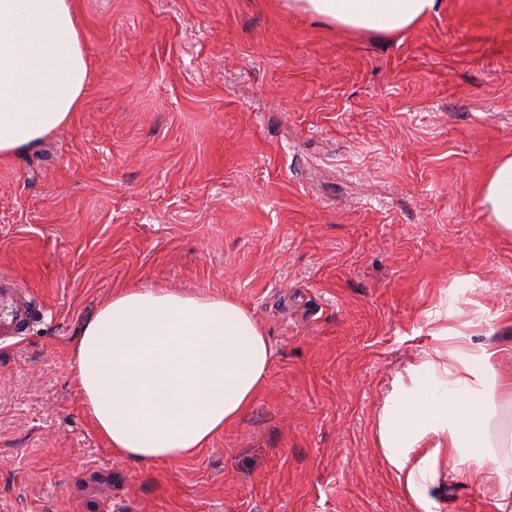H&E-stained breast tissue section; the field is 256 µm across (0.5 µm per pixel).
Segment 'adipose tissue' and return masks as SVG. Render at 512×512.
I'll list each match as a JSON object with an SVG mask.
<instances>
[{
    "label": "adipose tissue",
    "mask_w": 512,
    "mask_h": 512,
    "mask_svg": "<svg viewBox=\"0 0 512 512\" xmlns=\"http://www.w3.org/2000/svg\"><path fill=\"white\" fill-rule=\"evenodd\" d=\"M441 0H285V6L357 34L396 37L435 13ZM88 70L72 0H0V157L38 146L85 102ZM499 231L512 234V155L479 188ZM449 354L425 353L399 379L380 414L378 445L403 491L430 512L427 491L440 460L467 478L490 473L512 435L494 438L512 379L499 349L472 348L434 312ZM271 349L263 326L236 300L171 288L115 290L86 320L71 371L99 436L139 464L176 462L236 423L264 383Z\"/></svg>",
    "instance_id": "adipose-tissue-1"
}]
</instances>
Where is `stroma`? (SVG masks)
Returning a JSON list of instances; mask_svg holds the SVG:
<instances>
[{
  "instance_id": "obj_1",
  "label": "stroma",
  "mask_w": 512,
  "mask_h": 512,
  "mask_svg": "<svg viewBox=\"0 0 512 512\" xmlns=\"http://www.w3.org/2000/svg\"><path fill=\"white\" fill-rule=\"evenodd\" d=\"M85 104L0 158V512H419L384 461L395 376L447 350L429 312L482 311L512 371V235L478 202L512 154V0H445L398 38L283 0H75ZM235 299L271 363L193 456L141 465L97 434L70 369L119 288ZM443 461L434 512H497ZM0 341L22 336L29 327L33 308L25 292L8 276L0 275Z\"/></svg>"
}]
</instances>
